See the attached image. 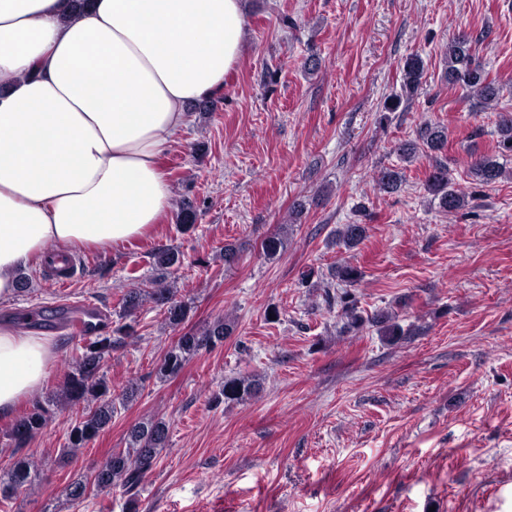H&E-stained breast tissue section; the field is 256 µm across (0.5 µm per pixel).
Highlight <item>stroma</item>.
<instances>
[{
  "label": "stroma",
  "mask_w": 512,
  "mask_h": 512,
  "mask_svg": "<svg viewBox=\"0 0 512 512\" xmlns=\"http://www.w3.org/2000/svg\"><path fill=\"white\" fill-rule=\"evenodd\" d=\"M246 23L223 94L162 159L172 193L162 223L112 251L83 250L66 288L31 261L20 270L28 291L0 300V323L89 300L118 326L122 294L150 291L153 254L169 249L180 262L167 281L191 305L186 328L223 316L234 333L162 380L156 368L178 333L144 303L134 337L102 368L113 393L135 382V400L116 405L74 455L64 448L82 411L54 414L19 449L38 477L0 499V512H125L122 487L79 503L64 489L91 480L152 418L169 435L135 491L137 512H512V154L499 153L497 128L512 113V0H247ZM462 33L500 89L485 110L444 78L446 47ZM415 53L425 63L415 96L380 122ZM312 57L320 67L310 74ZM426 122L446 128L442 152L398 155ZM477 155L496 156L504 176L481 183ZM438 160L468 195L454 214L427 189ZM382 168L401 173L398 191L378 190ZM184 199L198 215L186 232ZM297 204L286 250L267 260L262 239ZM345 224L366 228L355 248L334 243ZM228 243L239 250L230 266ZM339 264L361 280L331 279ZM329 294L349 295L362 326H349ZM392 325L401 334L390 341ZM41 333L54 358L23 412L59 389L76 354L61 329ZM234 376L259 378L261 392L213 403Z\"/></svg>",
  "instance_id": "35a3bbf8"
}]
</instances>
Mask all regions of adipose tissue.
<instances>
[{
    "instance_id": "1",
    "label": "adipose tissue",
    "mask_w": 512,
    "mask_h": 512,
    "mask_svg": "<svg viewBox=\"0 0 512 512\" xmlns=\"http://www.w3.org/2000/svg\"><path fill=\"white\" fill-rule=\"evenodd\" d=\"M245 0H0V299L48 244L100 250L170 205L160 159L219 96ZM49 338L0 326V416L40 391Z\"/></svg>"
}]
</instances>
